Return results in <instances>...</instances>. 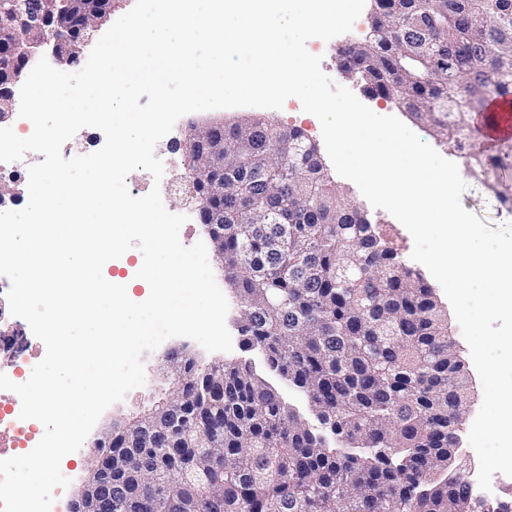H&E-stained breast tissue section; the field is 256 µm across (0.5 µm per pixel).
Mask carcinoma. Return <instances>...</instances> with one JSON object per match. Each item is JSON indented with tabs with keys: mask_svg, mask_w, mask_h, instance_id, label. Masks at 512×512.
I'll use <instances>...</instances> for the list:
<instances>
[{
	"mask_svg": "<svg viewBox=\"0 0 512 512\" xmlns=\"http://www.w3.org/2000/svg\"><path fill=\"white\" fill-rule=\"evenodd\" d=\"M73 0H27L67 13ZM343 77L398 104L455 149L474 115L512 98V0H375ZM418 15L439 29L411 25ZM34 35L21 13L10 42ZM301 141L309 157L288 152ZM488 175L512 146L470 156ZM224 277L246 350L288 382L313 419L252 362L174 363L167 397L211 422L187 436L150 417L112 427V512H512L468 496L452 469L467 387L447 315L421 274L376 236L299 128L256 117L224 127ZM185 384L187 399L172 388Z\"/></svg>",
	"mask_w": 512,
	"mask_h": 512,
	"instance_id": "cac0c4a2",
	"label": "carcinoma"
}]
</instances>
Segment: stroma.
Instances as JSON below:
<instances>
[{
    "label": "stroma",
    "instance_id": "stroma-1",
    "mask_svg": "<svg viewBox=\"0 0 512 512\" xmlns=\"http://www.w3.org/2000/svg\"><path fill=\"white\" fill-rule=\"evenodd\" d=\"M371 13V8H364L350 32L336 36L326 42L316 38L312 39L308 42L307 48L310 53L321 56V68L325 74L337 84L349 86L355 96L371 110L380 115L398 117L401 116L402 111L395 103L382 98L370 97L359 84L348 83L338 68V49L365 37ZM254 113L255 110L251 107L215 109L190 113L176 122L173 130L156 147V155L160 157L164 165L163 179L165 184L159 189L168 211L178 214L183 210L182 205L177 203L173 195L170 194L169 185L179 181L180 177L186 172V153L182 145L184 130L189 125L210 121H223L229 124L240 122L244 118L254 115ZM409 127L421 140L433 146L441 156L457 164L459 172L467 185L461 197V203L466 210L493 228L512 222V208L504 206L498 197L499 191L512 186V170H499L495 175H492L489 181L483 183L475 179L469 169L470 154L478 151H493L499 143L498 138L489 137L488 134L481 132L466 144L464 150L453 151L434 139L423 124L413 121L410 122ZM332 181L349 202L367 214L377 235L388 242L389 246L394 247L402 260H410L413 239L406 228L386 210L373 207L350 180L336 175L333 176ZM223 293L229 304L226 324L232 336V351L210 353L190 338L174 337L164 341L157 349L144 353L142 356L146 375L144 385L128 392L123 400L111 405L101 415L90 435L86 438V445H93L96 438L105 428L111 425L113 420L136 415L141 410L165 398L167 384L162 377L160 367L164 364L165 357L170 351L185 352L201 366L215 362H238L249 359L257 362L261 361L262 354L260 351L243 350L238 324L239 302L231 288H224Z\"/></svg>",
    "mask_w": 512,
    "mask_h": 512
}]
</instances>
